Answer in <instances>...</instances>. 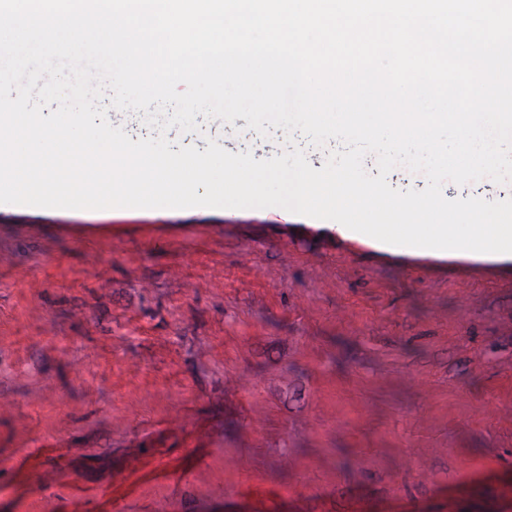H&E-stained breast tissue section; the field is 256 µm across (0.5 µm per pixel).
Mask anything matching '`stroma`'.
I'll return each instance as SVG.
<instances>
[{"mask_svg":"<svg viewBox=\"0 0 512 512\" xmlns=\"http://www.w3.org/2000/svg\"><path fill=\"white\" fill-rule=\"evenodd\" d=\"M246 124L167 137L325 161ZM0 512H512V259L1 212Z\"/></svg>","mask_w":512,"mask_h":512,"instance_id":"1","label":"stroma"}]
</instances>
